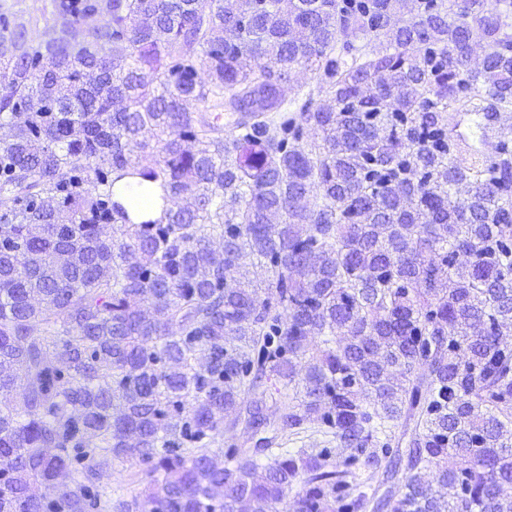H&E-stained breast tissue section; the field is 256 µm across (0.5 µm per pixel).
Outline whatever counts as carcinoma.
Masks as SVG:
<instances>
[{"label":"carcinoma","instance_id":"obj_1","mask_svg":"<svg viewBox=\"0 0 512 512\" xmlns=\"http://www.w3.org/2000/svg\"><path fill=\"white\" fill-rule=\"evenodd\" d=\"M458 8L0 0V246L34 260L0 254V512H512V40Z\"/></svg>","mask_w":512,"mask_h":512}]
</instances>
